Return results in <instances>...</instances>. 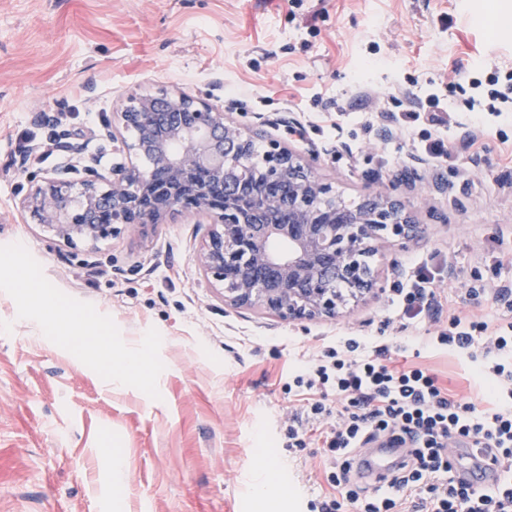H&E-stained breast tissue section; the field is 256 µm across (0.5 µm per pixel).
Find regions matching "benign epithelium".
Masks as SVG:
<instances>
[{"label": "benign epithelium", "instance_id": "1", "mask_svg": "<svg viewBox=\"0 0 512 512\" xmlns=\"http://www.w3.org/2000/svg\"><path fill=\"white\" fill-rule=\"evenodd\" d=\"M268 127L304 140L289 114L245 130L183 91L130 95L101 132L124 160L86 166L79 180L73 167L33 173L19 209L57 241L91 251L125 232L145 236L170 215L196 216L204 232L194 261L225 306L288 322L335 319L345 296L358 301L378 289L364 257L393 241L419 242L424 225L388 192L345 206L315 171L318 147L308 144L304 157ZM259 135L265 164L254 170L246 155ZM56 147L73 158L83 151L66 133Z\"/></svg>", "mask_w": 512, "mask_h": 512}]
</instances>
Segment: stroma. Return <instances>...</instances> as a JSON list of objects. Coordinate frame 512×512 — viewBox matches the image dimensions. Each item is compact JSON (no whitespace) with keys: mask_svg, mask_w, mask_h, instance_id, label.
<instances>
[{"mask_svg":"<svg viewBox=\"0 0 512 512\" xmlns=\"http://www.w3.org/2000/svg\"><path fill=\"white\" fill-rule=\"evenodd\" d=\"M486 63L512 74V0H0V264L16 268L0 281V512H309L329 470L323 449L286 445L301 408L289 375L340 337L404 341L408 363L476 397L470 364L426 343L446 319L403 328L390 299L425 265L458 311L512 318L496 298L512 289V123L484 151L466 150L455 89L458 69L479 77ZM429 82L457 111L454 167L357 123ZM161 88L249 128L291 113L322 149L318 175L347 200L418 169L424 182L402 198L423 239L371 257L375 296L335 319L289 323L226 307L205 285L190 217L88 253L19 211L27 172L70 162L52 151L23 173L20 154L50 151L62 128L78 134L85 164L111 166L103 121L128 95ZM470 288L486 294L468 298ZM61 312L74 320L43 331ZM145 338L147 369L114 382ZM268 469L274 484L257 492Z\"/></svg>","mask_w":512,"mask_h":512,"instance_id":"obj_1","label":"stroma"}]
</instances>
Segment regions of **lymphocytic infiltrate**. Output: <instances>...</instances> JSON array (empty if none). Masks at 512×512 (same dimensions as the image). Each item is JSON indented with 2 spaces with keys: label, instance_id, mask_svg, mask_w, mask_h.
<instances>
[{
  "label": "lymphocytic infiltrate",
  "instance_id": "obj_1",
  "mask_svg": "<svg viewBox=\"0 0 512 512\" xmlns=\"http://www.w3.org/2000/svg\"><path fill=\"white\" fill-rule=\"evenodd\" d=\"M471 90L466 103L479 134L469 147L484 148L490 118L512 112V75L483 80L464 74ZM413 108L397 118L402 136L421 130L416 152L436 165L458 160L448 144L456 120L437 94L414 97ZM392 303L408 325L429 314H447L448 327L436 343L476 361L474 378L481 401L451 393L428 369L397 363L400 345L353 336L328 349L321 359L294 373L291 386L304 408L288 425V445L320 443L330 468L332 493L320 512H512V322L464 316L451 305L436 275L417 266L396 289ZM380 439L403 445L402 462L383 484L371 487L356 475V461ZM485 449L501 473L490 488L467 483L451 450Z\"/></svg>",
  "mask_w": 512,
  "mask_h": 512
}]
</instances>
